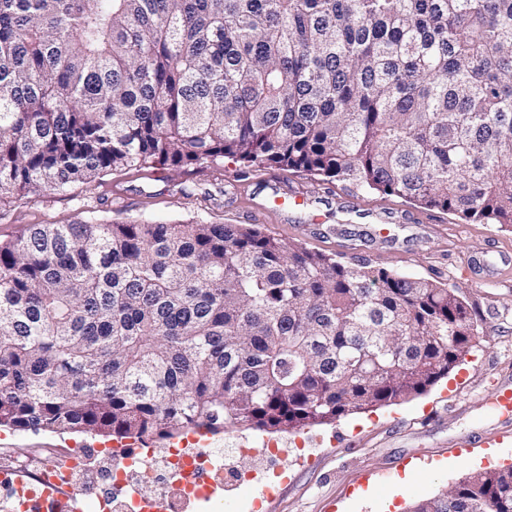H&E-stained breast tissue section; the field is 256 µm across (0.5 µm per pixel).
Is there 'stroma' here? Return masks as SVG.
I'll use <instances>...</instances> for the list:
<instances>
[{"label": "stroma", "mask_w": 512, "mask_h": 512, "mask_svg": "<svg viewBox=\"0 0 512 512\" xmlns=\"http://www.w3.org/2000/svg\"><path fill=\"white\" fill-rule=\"evenodd\" d=\"M148 220L175 224H251L349 262L435 279L460 288L479 335L460 364L425 393L297 432L220 431L225 447L270 442L271 459L244 465L259 480L240 485L234 468L207 501H180L181 512H408L488 463H512V439L497 448H459L466 434L500 431L512 412L497 406L498 381H512V228L472 223L342 182L324 183L232 159L180 172L146 167L0 202V242L31 224ZM303 444L305 460L292 449ZM82 450L93 494L109 493L111 446L90 433L0 427V468L37 470L47 458Z\"/></svg>", "instance_id": "35a3bbf8"}]
</instances>
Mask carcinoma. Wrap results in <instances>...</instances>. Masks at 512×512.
<instances>
[{
    "mask_svg": "<svg viewBox=\"0 0 512 512\" xmlns=\"http://www.w3.org/2000/svg\"><path fill=\"white\" fill-rule=\"evenodd\" d=\"M224 157L512 227V0H0V200ZM459 288L244 224L0 243V426L299 430L422 394ZM409 512H512V465Z\"/></svg>",
    "mask_w": 512,
    "mask_h": 512,
    "instance_id": "cac0c4a2",
    "label": "carcinoma"
}]
</instances>
